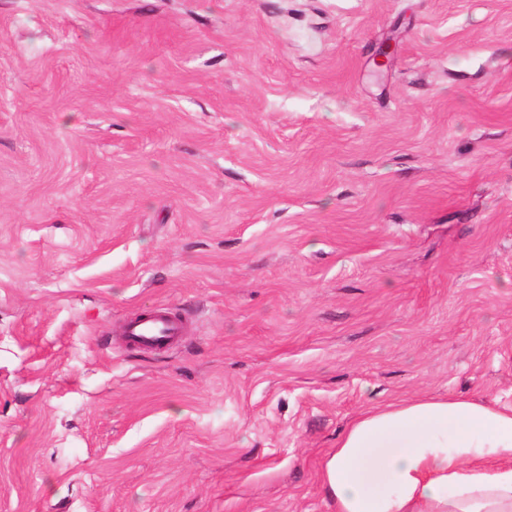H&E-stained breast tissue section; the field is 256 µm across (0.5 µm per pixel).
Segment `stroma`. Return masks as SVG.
Segmentation results:
<instances>
[{"label":"stroma","instance_id":"1","mask_svg":"<svg viewBox=\"0 0 512 512\" xmlns=\"http://www.w3.org/2000/svg\"><path fill=\"white\" fill-rule=\"evenodd\" d=\"M416 395L512 404V0H0V512H331ZM183 331V322L167 308H160L144 319L130 318L122 338L140 349L163 350L179 341Z\"/></svg>","mask_w":512,"mask_h":512}]
</instances>
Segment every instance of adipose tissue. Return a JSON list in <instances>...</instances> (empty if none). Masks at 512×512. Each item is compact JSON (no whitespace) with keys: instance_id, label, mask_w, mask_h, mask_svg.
I'll use <instances>...</instances> for the list:
<instances>
[{"instance_id":"1","label":"adipose tissue","mask_w":512,"mask_h":512,"mask_svg":"<svg viewBox=\"0 0 512 512\" xmlns=\"http://www.w3.org/2000/svg\"><path fill=\"white\" fill-rule=\"evenodd\" d=\"M319 479L333 512H512V405L413 396L367 407Z\"/></svg>"}]
</instances>
